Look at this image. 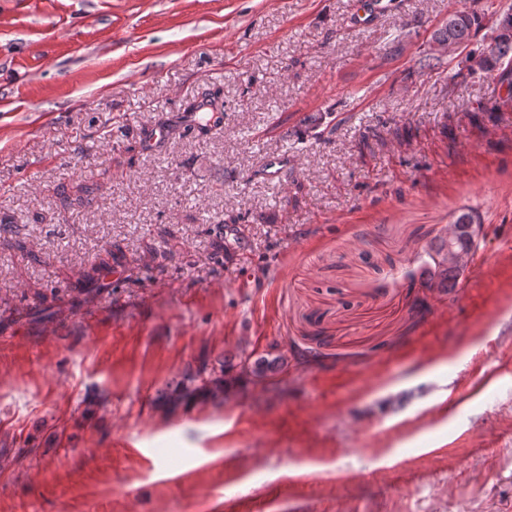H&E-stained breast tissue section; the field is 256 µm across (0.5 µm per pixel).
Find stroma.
<instances>
[{
    "instance_id": "obj_1",
    "label": "stroma",
    "mask_w": 512,
    "mask_h": 512,
    "mask_svg": "<svg viewBox=\"0 0 512 512\" xmlns=\"http://www.w3.org/2000/svg\"><path fill=\"white\" fill-rule=\"evenodd\" d=\"M511 5L0 0V512H512V105L418 65ZM464 211L476 259L425 287ZM274 341L275 379L154 407Z\"/></svg>"
}]
</instances>
